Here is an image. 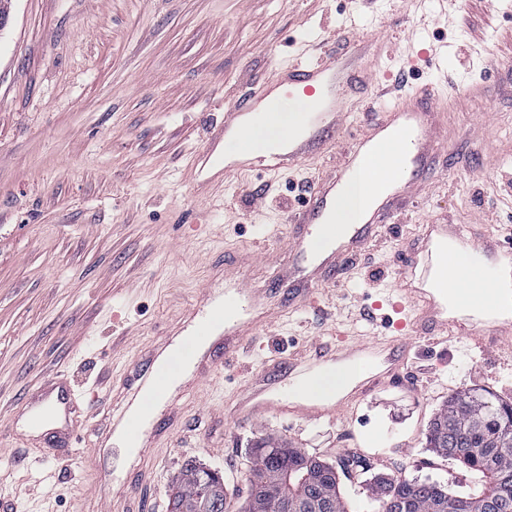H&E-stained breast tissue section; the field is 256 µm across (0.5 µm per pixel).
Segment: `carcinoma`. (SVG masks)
<instances>
[{
  "instance_id": "obj_1",
  "label": "carcinoma",
  "mask_w": 512,
  "mask_h": 512,
  "mask_svg": "<svg viewBox=\"0 0 512 512\" xmlns=\"http://www.w3.org/2000/svg\"><path fill=\"white\" fill-rule=\"evenodd\" d=\"M427 443L448 460L480 476L481 488L467 496L448 492L430 479L378 474L366 484L371 512H512V402L489 392L469 390L448 396L427 429ZM349 455L340 465L296 448L284 439L262 438L252 448L251 477L242 512H352L341 475L364 470ZM170 512H229L224 478L190 464L180 473Z\"/></svg>"
}]
</instances>
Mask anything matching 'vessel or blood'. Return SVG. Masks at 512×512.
<instances>
[{"mask_svg": "<svg viewBox=\"0 0 512 512\" xmlns=\"http://www.w3.org/2000/svg\"><path fill=\"white\" fill-rule=\"evenodd\" d=\"M358 76V71L342 65L339 55L333 53L324 52L289 64L288 76L275 84L277 97L267 110L269 120L276 123L273 134L287 143V153L249 149L248 117L254 106L244 101L225 112L223 125L210 130L208 139L223 142L235 172H269L295 165L319 152L344 126L348 89ZM304 95L312 98V105L299 113L295 123L278 124L279 110L297 105ZM441 112L437 96L430 92L399 96L385 111L371 113L370 132L354 143L351 162L331 182L316 184L311 192L300 217L305 235L293 251L286 288L261 296L234 273H226L223 299L198 309L191 340L171 353L166 363H158L156 357L150 356L130 370L128 382L139 384L144 390L141 403L149 406L164 402L169 380L182 361L216 332H223L224 346L212 363L229 364L237 357L242 342L271 322L275 310L287 305L314 306L315 284H335L339 266L371 240L377 225L387 222L390 206L402 198V181L420 179L427 173L431 130ZM394 144L401 148L396 158L400 179L389 182L386 193L365 209L359 224L325 237L324 229L336 214V199L354 177L359 160ZM462 257L484 270L489 292L485 307L494 311V318L452 312L451 307L457 302L454 285L463 273L458 263ZM502 263L512 267V244L503 245L497 238L481 233L465 237L458 225H425L420 247L404 261L395 287L374 303L375 308L387 307L395 314L392 335L355 340L340 333L334 341L314 344L301 357L289 359L284 373L258 367L232 409V416L238 420L267 416L309 422L334 419L345 406L363 399L381 384L411 383L410 352L424 334L443 342L464 340L485 353L511 344L512 287L499 284L498 266ZM339 364L353 369L354 382L337 397L317 398L313 392L316 377ZM26 405L29 422L40 428L69 418L78 408L86 415L96 416L99 392L64 386L55 377L41 383ZM123 428L138 454L146 455L148 435L140 419L126 416Z\"/></svg>", "mask_w": 512, "mask_h": 512, "instance_id": "vessel-or-blood-1", "label": "vessel or blood"}]
</instances>
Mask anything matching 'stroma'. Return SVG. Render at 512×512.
I'll return each instance as SVG.
<instances>
[{
	"label": "stroma",
	"mask_w": 512,
	"mask_h": 512,
	"mask_svg": "<svg viewBox=\"0 0 512 512\" xmlns=\"http://www.w3.org/2000/svg\"><path fill=\"white\" fill-rule=\"evenodd\" d=\"M339 30L348 42L371 39L370 79L349 96L332 144L198 194L209 127L311 45L345 51L331 40ZM396 49L418 57L400 91L449 100L463 80L493 88L448 110L422 189L394 208L338 285L323 287L317 307L260 329L239 364L181 384L179 419L150 454L122 463L110 427L83 415L70 447L48 453L21 418L39 381L65 374L88 386L109 373L101 406L117 417L134 393L124 380L134 356L168 338L203 287L223 288L225 267L254 255L243 265L255 287L279 286L308 188L349 161ZM510 214L512 0H11L0 31V512H169L191 463L219 471L237 505L251 450L267 436L331 463L358 452L373 475L472 492L477 476L427 448V429L459 391L512 401V350L418 339L417 386L378 388L335 420L237 422L229 411L262 362L340 329L388 333L362 313L394 283L424 225L493 235Z\"/></svg>",
	"instance_id": "35a3bbf8"
}]
</instances>
